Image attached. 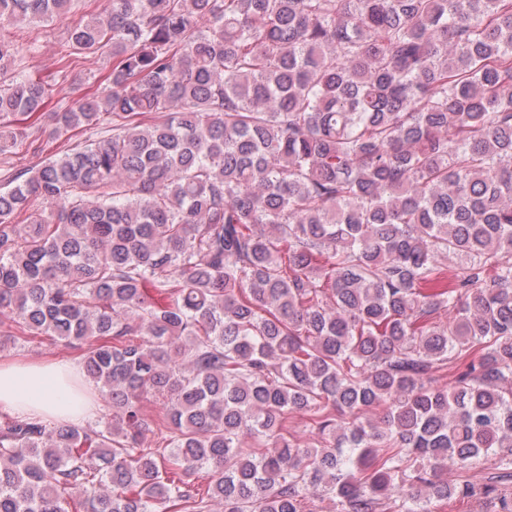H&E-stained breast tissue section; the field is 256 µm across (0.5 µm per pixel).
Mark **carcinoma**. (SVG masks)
<instances>
[{"mask_svg":"<svg viewBox=\"0 0 512 512\" xmlns=\"http://www.w3.org/2000/svg\"><path fill=\"white\" fill-rule=\"evenodd\" d=\"M102 2L71 106L0 38V349L61 343L108 400L0 414V512H512L440 478L512 477V0ZM78 62L76 66V70H81L85 81L84 83L80 85H70L69 83L63 84L62 86H59L58 88V97L63 98L68 103H72L78 99H80L85 91H86V82L93 81L91 79L93 74H97L101 68H104L105 61L103 58H90L83 59V55H78ZM90 78V79H89Z\"/></svg>","mask_w":512,"mask_h":512,"instance_id":"cac0c4a2","label":"carcinoma"}]
</instances>
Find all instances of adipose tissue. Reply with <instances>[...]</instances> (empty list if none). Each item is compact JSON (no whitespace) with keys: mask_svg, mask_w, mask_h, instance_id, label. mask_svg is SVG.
<instances>
[{"mask_svg":"<svg viewBox=\"0 0 512 512\" xmlns=\"http://www.w3.org/2000/svg\"><path fill=\"white\" fill-rule=\"evenodd\" d=\"M82 378L80 365L71 359L0 361V410L47 422L87 423L97 417L100 404L74 389Z\"/></svg>","mask_w":512,"mask_h":512,"instance_id":"obj_1","label":"adipose tissue"}]
</instances>
